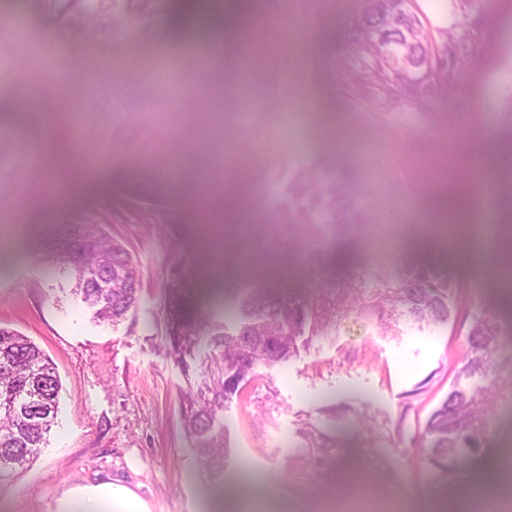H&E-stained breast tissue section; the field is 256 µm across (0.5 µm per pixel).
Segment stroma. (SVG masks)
<instances>
[{"label":"stroma","mask_w":512,"mask_h":512,"mask_svg":"<svg viewBox=\"0 0 512 512\" xmlns=\"http://www.w3.org/2000/svg\"><path fill=\"white\" fill-rule=\"evenodd\" d=\"M177 2L143 12L116 0L89 39L53 0H0V18L21 24L0 80V327L37 343L62 383L58 424L0 481V512H65L102 484L144 512H220L219 494L221 512H346L354 500L363 512H476L488 460L512 451V403L497 406L485 456L450 469L431 462L427 424L485 302L512 324V287L493 277L512 260V193L488 180L512 165V0H477L479 42L458 89L400 106L344 76L363 0H255L248 84L235 86L230 58L175 60L195 73L175 109L149 71L160 43L201 36L177 26ZM104 64L117 98L97 89ZM48 146L63 147L75 184L58 201L36 163ZM323 176L343 191L341 223H291ZM87 218L138 270L140 301L115 326L49 260ZM413 257L450 274L446 322L345 312L226 403L225 462L196 454L167 350L173 271L191 308L217 314L253 283L312 301L328 280L369 281Z\"/></svg>","instance_id":"obj_1"}]
</instances>
